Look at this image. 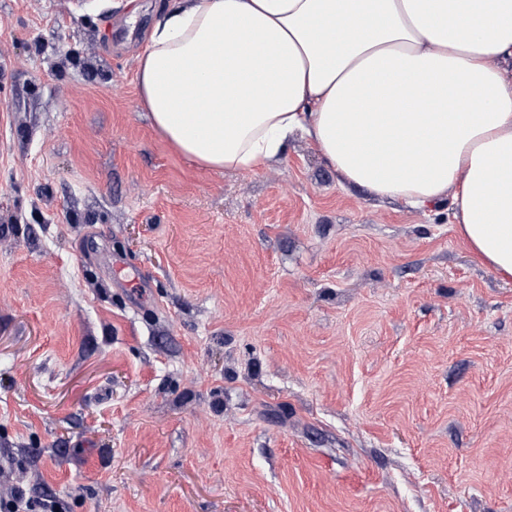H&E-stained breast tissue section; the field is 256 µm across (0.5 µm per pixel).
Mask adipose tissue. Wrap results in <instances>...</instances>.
Masks as SVG:
<instances>
[{"mask_svg": "<svg viewBox=\"0 0 512 512\" xmlns=\"http://www.w3.org/2000/svg\"><path fill=\"white\" fill-rule=\"evenodd\" d=\"M137 86L197 166L255 171L300 135L376 196L449 202L512 279V0H177Z\"/></svg>", "mask_w": 512, "mask_h": 512, "instance_id": "1", "label": "adipose tissue"}]
</instances>
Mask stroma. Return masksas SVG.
Returning <instances> with one entry per match:
<instances>
[{
  "label": "stroma",
  "instance_id": "stroma-1",
  "mask_svg": "<svg viewBox=\"0 0 512 512\" xmlns=\"http://www.w3.org/2000/svg\"><path fill=\"white\" fill-rule=\"evenodd\" d=\"M173 0H0V485L65 512H512V281L292 139L152 127Z\"/></svg>",
  "mask_w": 512,
  "mask_h": 512
}]
</instances>
